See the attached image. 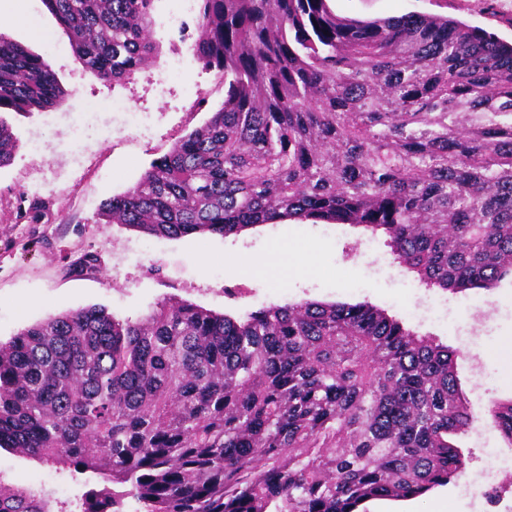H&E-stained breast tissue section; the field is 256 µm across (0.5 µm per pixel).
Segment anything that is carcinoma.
I'll list each match as a JSON object with an SVG mask.
<instances>
[{"mask_svg":"<svg viewBox=\"0 0 512 512\" xmlns=\"http://www.w3.org/2000/svg\"><path fill=\"white\" fill-rule=\"evenodd\" d=\"M101 81L156 64L154 0H44ZM192 47L224 103L98 223L224 238L289 220L383 232L426 288L512 278V44L454 19L361 21L327 0H198ZM71 96L0 36V110ZM17 149L0 118V167ZM459 354L366 303L241 318L166 298L90 306L0 344V448L95 485L0 480V512H366L458 480L475 428ZM512 446V400L488 407Z\"/></svg>","mask_w":512,"mask_h":512,"instance_id":"carcinoma-1","label":"carcinoma"}]
</instances>
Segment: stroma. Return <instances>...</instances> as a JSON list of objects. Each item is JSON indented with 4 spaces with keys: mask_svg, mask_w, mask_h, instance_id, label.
<instances>
[{
    "mask_svg": "<svg viewBox=\"0 0 512 512\" xmlns=\"http://www.w3.org/2000/svg\"><path fill=\"white\" fill-rule=\"evenodd\" d=\"M24 2L27 19L0 25V36L40 56L66 90L117 107L81 116L67 99L28 116L0 115L18 139L13 160L0 167V343L51 315L98 305L135 319L169 296L233 317L304 299L365 301L458 352L460 384L476 414L512 399L511 278L489 291L424 288L394 263L384 236L349 225L288 221L236 237L165 239L98 223L102 202L135 184L178 136L221 107L224 86L181 37V22L196 17L184 0H154L158 63L113 85L77 59L43 0ZM329 7L361 20L448 16L512 42V0H329ZM200 91L207 98L202 108L194 105ZM132 111L147 114V126L131 125ZM20 206L38 209L39 219H18ZM87 254L96 257L95 270L81 268ZM254 259L264 260L262 274L251 272ZM456 443L467 457L468 479L481 473L486 450L512 458V446L483 420ZM0 480L61 501L75 492L62 471L8 448L0 449ZM367 510L512 512V485L501 482L486 500L453 481L416 499L370 502Z\"/></svg>",
    "mask_w": 512,
    "mask_h": 512,
    "instance_id": "obj_1",
    "label": "stroma"
}]
</instances>
